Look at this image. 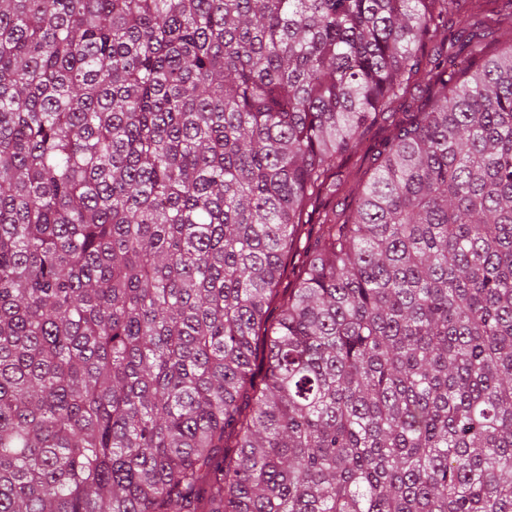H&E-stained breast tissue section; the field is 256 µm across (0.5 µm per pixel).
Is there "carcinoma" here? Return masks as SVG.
<instances>
[{
	"label": "carcinoma",
	"mask_w": 512,
	"mask_h": 512,
	"mask_svg": "<svg viewBox=\"0 0 512 512\" xmlns=\"http://www.w3.org/2000/svg\"><path fill=\"white\" fill-rule=\"evenodd\" d=\"M490 4L0 0V512H512Z\"/></svg>",
	"instance_id": "obj_1"
}]
</instances>
